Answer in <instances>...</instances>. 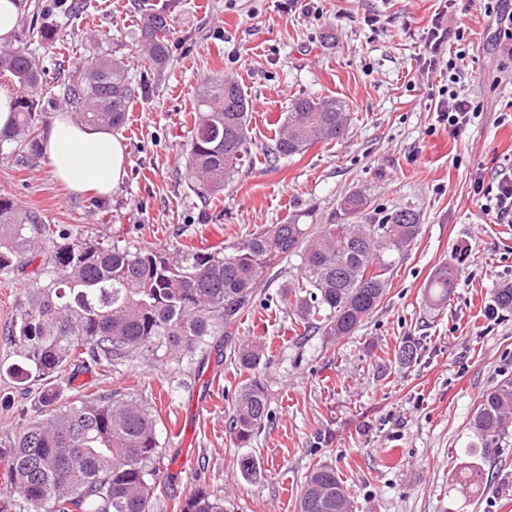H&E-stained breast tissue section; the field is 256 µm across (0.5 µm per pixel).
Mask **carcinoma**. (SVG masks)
I'll use <instances>...</instances> for the list:
<instances>
[{
  "label": "carcinoma",
  "mask_w": 512,
  "mask_h": 512,
  "mask_svg": "<svg viewBox=\"0 0 512 512\" xmlns=\"http://www.w3.org/2000/svg\"><path fill=\"white\" fill-rule=\"evenodd\" d=\"M176 0L141 9L138 39L145 63L156 72L170 61L169 34ZM28 32L49 44L56 28L44 11L30 15ZM39 57L23 38L0 46V88L15 95L12 126L0 132L9 142L39 154L36 127L44 104H63L90 126L121 128L130 106L146 92L135 84L121 58L95 51L77 63L58 88L44 81ZM249 100L240 85L222 76L204 81L191 138L185 151V177L202 198L224 191L248 154ZM348 113L332 99L294 100L285 113L271 154H301L317 142L344 137ZM339 217L327 224L293 219L256 231L222 251H198L176 260L165 249L112 243L73 242L53 246L54 230L37 215L0 195V274L39 261L11 329L18 360L6 373L20 387L46 381L72 361L118 363L134 354L156 360L184 358L222 332L234 334L250 307L266 270L300 258L303 294L295 307L307 323L338 339L356 334L387 291L386 271L404 254L421 229L419 214L401 208L379 220L353 224L369 207L360 193L345 196ZM455 265L436 269L428 302L448 301L457 287ZM496 309L512 313V285L494 290ZM263 348L242 345L238 362L256 367ZM41 401L49 418L28 425L12 452L10 484L22 495L27 512H152L160 474V443L155 415L134 400L99 397L61 402L46 388ZM267 416V394L258 379L240 390L229 430L245 444ZM471 461L458 477L461 486L480 487V462L512 441V378L504 377L480 396L470 421ZM180 512H224V496L196 490ZM299 512H353L336 470L312 468L306 476Z\"/></svg>",
  "instance_id": "obj_1"
}]
</instances>
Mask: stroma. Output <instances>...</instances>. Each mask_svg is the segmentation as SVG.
Masks as SVG:
<instances>
[{
  "mask_svg": "<svg viewBox=\"0 0 512 512\" xmlns=\"http://www.w3.org/2000/svg\"><path fill=\"white\" fill-rule=\"evenodd\" d=\"M28 2L57 26L55 42L36 49L48 84L63 83L97 49L124 59L130 78L149 89L119 130L126 177L111 197L73 193L43 157L0 148V194L43 223L72 238L177 256L290 219L328 223L353 192L367 196L373 218L404 207L421 216L419 235L387 274L386 296L352 337L325 336L298 317L300 260L291 257L268 271L234 335L207 338L182 362L138 356L53 375L65 401L115 396L151 407L164 458L154 512H179L198 489L223 493L224 512H298L305 476L318 464L336 470L354 512H512V446L486 463L478 493L452 487L482 392L512 377V314L492 311L495 288L512 283V223L486 216L470 187L476 174L512 171V55L498 47L482 0H177L162 73L141 58L142 0H91L79 14L58 0ZM437 15L448 48L464 49L470 92L483 105L459 133L431 108L446 82L425 63ZM462 26L469 34L459 42ZM214 74L249 98L250 157L223 193L204 200L185 180V146L201 84ZM300 97L342 101L348 134L273 157L278 121ZM449 262L458 286L448 303L429 307L427 283ZM32 279L28 267L0 274L1 366L16 359L8 330ZM409 338L418 358L406 367L396 351ZM248 341L264 347L250 370L236 357ZM252 378L267 389L269 413L242 445L228 419ZM204 396L210 407L201 412ZM46 416L38 386L24 392L0 376V454Z\"/></svg>",
  "mask_w": 512,
  "mask_h": 512,
  "instance_id": "1",
  "label": "stroma"
}]
</instances>
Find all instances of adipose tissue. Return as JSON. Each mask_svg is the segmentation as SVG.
Segmentation results:
<instances>
[{"instance_id": "obj_1", "label": "adipose tissue", "mask_w": 512, "mask_h": 512, "mask_svg": "<svg viewBox=\"0 0 512 512\" xmlns=\"http://www.w3.org/2000/svg\"><path fill=\"white\" fill-rule=\"evenodd\" d=\"M41 140L52 175L73 192L107 197L126 176L125 147L107 128L87 126L59 111L52 114Z\"/></svg>"}]
</instances>
